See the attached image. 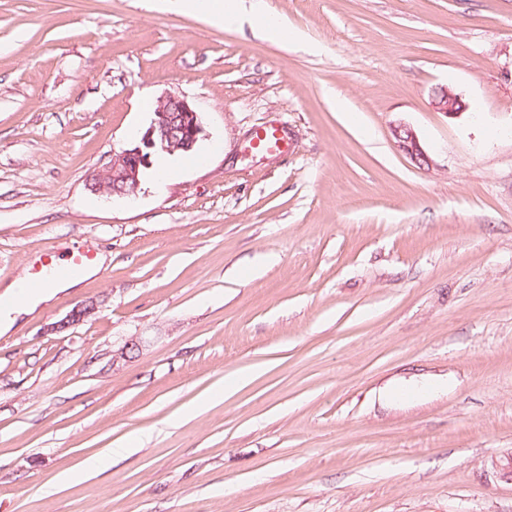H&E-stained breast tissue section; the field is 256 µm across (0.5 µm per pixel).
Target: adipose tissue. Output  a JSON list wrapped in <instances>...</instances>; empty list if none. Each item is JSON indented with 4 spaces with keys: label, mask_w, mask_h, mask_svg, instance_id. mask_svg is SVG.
<instances>
[{
    "label": "adipose tissue",
    "mask_w": 512,
    "mask_h": 512,
    "mask_svg": "<svg viewBox=\"0 0 512 512\" xmlns=\"http://www.w3.org/2000/svg\"><path fill=\"white\" fill-rule=\"evenodd\" d=\"M163 5L175 13L214 14L227 26L250 21L268 35L281 38L289 35L287 26L270 12L265 0H163Z\"/></svg>",
    "instance_id": "1"
}]
</instances>
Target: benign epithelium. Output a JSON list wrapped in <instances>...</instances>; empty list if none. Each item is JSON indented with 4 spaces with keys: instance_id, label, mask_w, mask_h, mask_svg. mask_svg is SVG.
Here are the masks:
<instances>
[{
    "instance_id": "7a95c632",
    "label": "benign epithelium",
    "mask_w": 512,
    "mask_h": 512,
    "mask_svg": "<svg viewBox=\"0 0 512 512\" xmlns=\"http://www.w3.org/2000/svg\"><path fill=\"white\" fill-rule=\"evenodd\" d=\"M433 108L453 119L461 115L468 105L451 89L440 88L433 96ZM203 134L200 112L186 98L166 93L153 108L149 125L140 139L126 148L112 152L107 162L88 182L89 189L106 197L130 199L136 196L141 175L150 168L151 158L158 153L187 154L195 150ZM398 149L416 164H430L414 130L406 125L394 129ZM97 311V304L88 301L76 305L63 319L51 324L47 330L62 332L85 322Z\"/></svg>"
}]
</instances>
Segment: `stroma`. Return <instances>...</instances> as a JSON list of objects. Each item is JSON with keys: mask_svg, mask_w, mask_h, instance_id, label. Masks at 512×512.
I'll return each mask as SVG.
<instances>
[{"mask_svg": "<svg viewBox=\"0 0 512 512\" xmlns=\"http://www.w3.org/2000/svg\"><path fill=\"white\" fill-rule=\"evenodd\" d=\"M268 3L298 40L0 0V287L45 247L104 259L0 333V512H512V0ZM166 92L201 114L194 157L90 192ZM269 126L286 149L250 151ZM432 103L436 112H442L451 119L461 115L468 108L462 97L449 88H439L435 91ZM398 149L408 155L419 166L430 164V158L422 148L414 130L406 125L394 129ZM97 311V304L88 301L76 305L63 319L47 327V331L62 332L71 327L85 322Z\"/></svg>", "mask_w": 512, "mask_h": 512, "instance_id": "1", "label": "stroma"}]
</instances>
